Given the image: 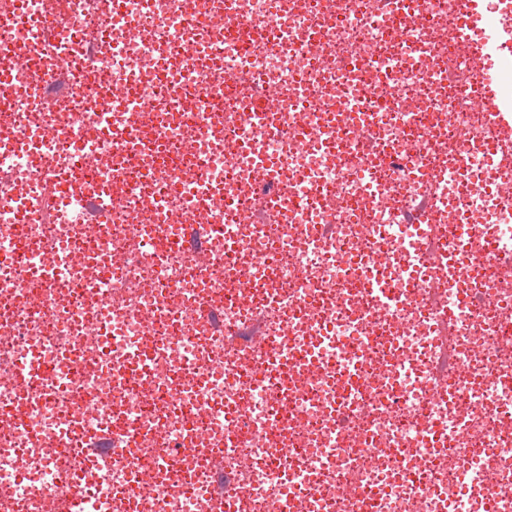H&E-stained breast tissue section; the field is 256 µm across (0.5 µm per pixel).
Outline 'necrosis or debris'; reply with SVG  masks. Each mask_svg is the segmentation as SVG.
Returning <instances> with one entry per match:
<instances>
[{
	"label": "necrosis or debris",
	"mask_w": 512,
	"mask_h": 512,
	"mask_svg": "<svg viewBox=\"0 0 512 512\" xmlns=\"http://www.w3.org/2000/svg\"><path fill=\"white\" fill-rule=\"evenodd\" d=\"M462 6L0 0L5 512H226L221 470L247 477L235 512L512 505V157L485 158L512 133L477 103ZM40 66L59 86H32ZM117 88L133 105L107 125ZM257 98L278 134L249 124ZM57 112L79 141L51 135ZM257 138L279 187L255 176ZM175 207L202 252L160 234ZM55 242L79 263L45 280ZM308 345L287 383L267 372ZM112 431L123 451L95 461Z\"/></svg>",
	"instance_id": "1"
}]
</instances>
